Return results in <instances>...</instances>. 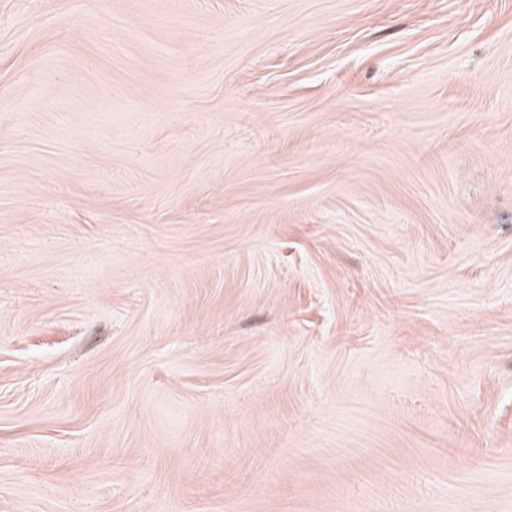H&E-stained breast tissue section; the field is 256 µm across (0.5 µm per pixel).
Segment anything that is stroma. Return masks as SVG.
<instances>
[{
    "label": "stroma",
    "instance_id": "stroma-1",
    "mask_svg": "<svg viewBox=\"0 0 512 512\" xmlns=\"http://www.w3.org/2000/svg\"><path fill=\"white\" fill-rule=\"evenodd\" d=\"M0 512H512V0H0Z\"/></svg>",
    "mask_w": 512,
    "mask_h": 512
}]
</instances>
